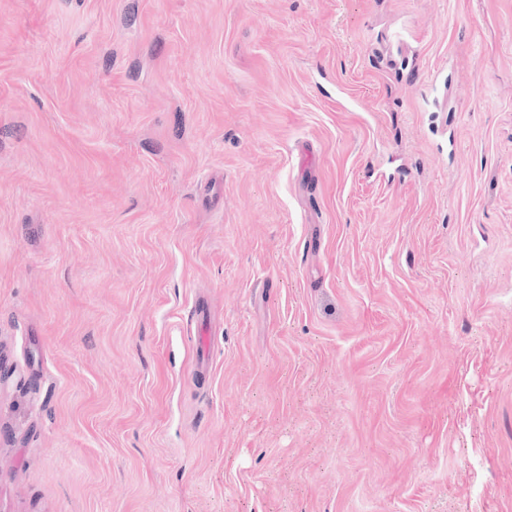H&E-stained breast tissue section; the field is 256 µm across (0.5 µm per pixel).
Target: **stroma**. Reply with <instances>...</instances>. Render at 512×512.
Segmentation results:
<instances>
[{"label":"stroma","mask_w":512,"mask_h":512,"mask_svg":"<svg viewBox=\"0 0 512 512\" xmlns=\"http://www.w3.org/2000/svg\"><path fill=\"white\" fill-rule=\"evenodd\" d=\"M0 512H512V0H0Z\"/></svg>","instance_id":"stroma-1"}]
</instances>
